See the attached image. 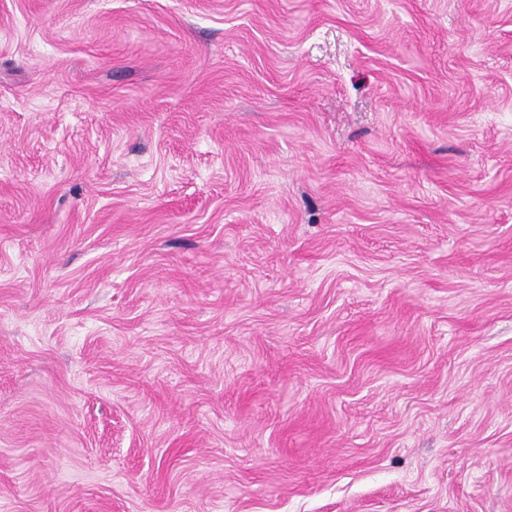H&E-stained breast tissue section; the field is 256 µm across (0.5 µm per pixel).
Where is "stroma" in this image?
<instances>
[{
  "label": "stroma",
  "instance_id": "stroma-1",
  "mask_svg": "<svg viewBox=\"0 0 512 512\" xmlns=\"http://www.w3.org/2000/svg\"><path fill=\"white\" fill-rule=\"evenodd\" d=\"M0 512H512V0H0Z\"/></svg>",
  "mask_w": 512,
  "mask_h": 512
}]
</instances>
